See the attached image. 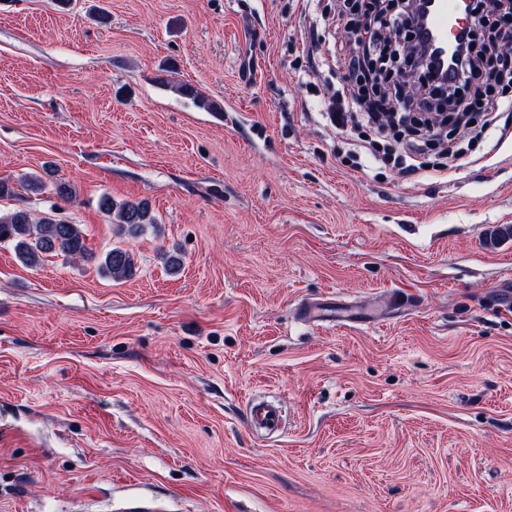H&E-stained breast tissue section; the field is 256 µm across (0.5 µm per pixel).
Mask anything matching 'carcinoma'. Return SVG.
<instances>
[{
  "label": "carcinoma",
  "mask_w": 512,
  "mask_h": 512,
  "mask_svg": "<svg viewBox=\"0 0 512 512\" xmlns=\"http://www.w3.org/2000/svg\"><path fill=\"white\" fill-rule=\"evenodd\" d=\"M180 92L200 108L211 112L220 110L216 103L191 86H181ZM99 207L110 223L126 229L132 235L147 225L157 224L145 200L117 203L104 196ZM1 243L11 244L18 260L29 268L38 267L46 258L59 254L73 260H85L92 254L81 225L52 216L36 218L21 208L0 213ZM99 269L114 280L128 279L136 269L134 253L127 248L115 246L100 258Z\"/></svg>",
  "instance_id": "carcinoma-1"
}]
</instances>
